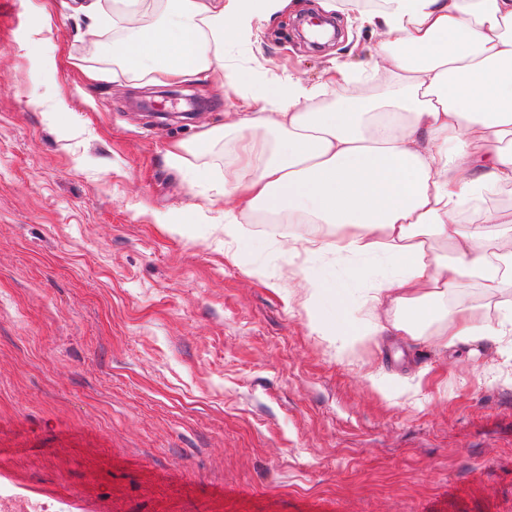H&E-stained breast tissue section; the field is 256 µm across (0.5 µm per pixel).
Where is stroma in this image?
Masks as SVG:
<instances>
[{
  "mask_svg": "<svg viewBox=\"0 0 512 512\" xmlns=\"http://www.w3.org/2000/svg\"><path fill=\"white\" fill-rule=\"evenodd\" d=\"M292 0L224 47L243 82L139 88L57 6L52 30L0 0V493L40 512H512V351L431 333L337 353L288 280L277 225L181 219L222 186L232 144L166 151L232 123L258 84L367 66L359 0L312 49ZM99 68L86 80L74 60ZM374 374L406 379L383 395Z\"/></svg>",
  "mask_w": 512,
  "mask_h": 512,
  "instance_id": "1",
  "label": "stroma"
}]
</instances>
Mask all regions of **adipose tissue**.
<instances>
[{
  "label": "adipose tissue",
  "mask_w": 512,
  "mask_h": 512,
  "mask_svg": "<svg viewBox=\"0 0 512 512\" xmlns=\"http://www.w3.org/2000/svg\"><path fill=\"white\" fill-rule=\"evenodd\" d=\"M291 0H167L161 20L134 27L149 0H78L90 31L129 30L109 46L125 75L155 84L225 75L224 46ZM360 24L381 26L371 75L393 87L360 88L348 63L322 82L256 87L237 120L170 147L187 166L222 139L234 169L209 199L221 207L224 240L239 241L257 213L298 225L289 255L348 258L345 278L304 273L303 308L322 336L351 340L434 327L441 350L512 339V210L491 207L512 190V0H380ZM337 85L333 106L311 103ZM497 294L493 311L452 304L471 281ZM370 292L365 317L349 303L353 283Z\"/></svg>",
  "instance_id": "1"
}]
</instances>
